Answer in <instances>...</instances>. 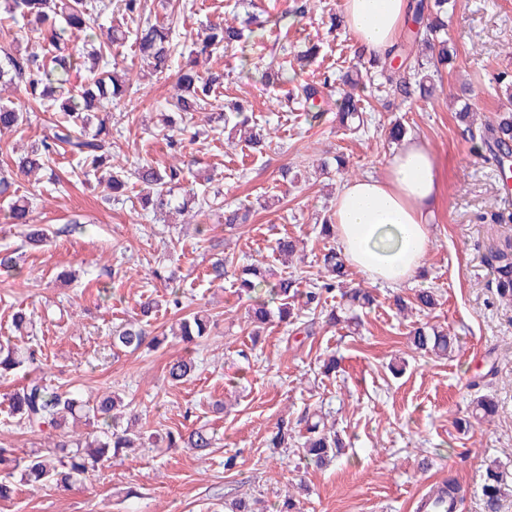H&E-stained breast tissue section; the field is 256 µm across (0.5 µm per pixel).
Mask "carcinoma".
Segmentation results:
<instances>
[{
	"label": "carcinoma",
	"instance_id": "cac0c4a2",
	"mask_svg": "<svg viewBox=\"0 0 512 512\" xmlns=\"http://www.w3.org/2000/svg\"><path fill=\"white\" fill-rule=\"evenodd\" d=\"M448 0H434L428 5L424 0H412L409 3L411 22L417 28L405 27L401 39L388 53L379 58L372 57V63L381 65L387 73L386 83L394 87V92L408 98L419 93L428 99L433 93V85L428 83L429 75L424 74L418 84L410 83L406 72V62L412 57L416 48H421L430 55V63L434 72L447 64L454 51L448 42L441 37L447 26ZM112 7L111 0H0V26H6V35H13L12 25L21 22L26 27L27 38H34L41 44L44 54H23L14 47L16 40L0 46V82L8 85L22 86L28 101L37 103L57 114L55 120L43 127L41 135L32 145L31 150L20 157L18 169L24 175L37 174L44 171L52 174L50 160L58 153V147L66 144L70 151L77 155L80 162L92 172L106 169V188L112 195L123 194L128 190L129 182L126 171H114L107 164L111 154L106 148V140L102 137L106 128L99 125L93 135L87 127L94 117V112L105 102L119 98L126 92L121 78L118 76L119 63L116 62L118 48L128 39H133L135 51L148 61L152 71L163 74L170 70L172 54L175 49L172 28L165 23H152L148 20L135 30H123L112 25L108 28L105 38L94 37L98 20ZM262 25L255 16H247L240 26L213 25L197 35L193 42V58L182 69L175 81L176 93L170 106L188 115L199 112L206 107L223 105L212 102V95L219 87L224 86V73L197 70L200 59L209 58L221 47H231L245 43L254 33V26ZM82 32L91 38L89 56L99 59L106 57L112 61V69L100 70L96 66L86 68L87 83L79 89L71 84L72 72L80 66L79 54L70 47L69 35ZM499 80L505 86L506 99L501 104L503 115L494 123L478 126L473 132L474 123L466 125L470 138H479L488 147H495L491 159L500 161L512 156V78L508 74L500 75ZM372 81V72L366 68L351 71L343 77V84L355 89L364 88ZM336 79L325 77L322 87L304 85L301 87V98L311 104L321 94V89L333 86ZM339 117L343 123L363 121L361 100L352 93L345 91L338 99ZM224 121V128L229 130L238 140L257 149L263 145L267 135L252 121L242 105L232 106V111L219 113ZM24 122L20 105L9 98H0V131L18 130ZM177 169L161 170L150 164L137 168L133 177L144 186L146 193L142 196L143 206H151L155 210H163L171 205L167 199L168 185L179 180ZM13 182L6 176L0 177V202L8 208V218L14 224L31 222L32 206L29 202L13 197ZM495 283L500 297L512 300V253L500 251L494 256ZM325 280L313 288L303 292L295 288V280L288 276H277L272 269L257 263L242 267L235 273V281L240 293L247 297L262 288L270 289L274 299L279 301L277 308L280 320L293 321L298 314L291 308V301L300 296L304 299V307L310 312L326 311L325 294L336 288V283L347 272L341 254L329 249L323 254ZM341 297L347 299L351 307H365L373 302L369 291L356 288L345 291ZM158 304L147 301L141 304V318L124 324L113 333L112 349L134 353L146 344V332L143 319L151 316ZM251 321L266 325L273 317L269 303L256 301L248 310ZM209 317L196 312L177 319V329L173 335L185 344L194 343L205 336L209 329ZM412 346L420 351L435 355H445L452 349L455 337L446 329L436 327H417L410 331ZM34 361V353H22L11 340L0 341V378L17 374L25 363ZM197 364L190 352L168 366V379L173 384H181L194 377ZM121 398L112 395L100 396L95 400L83 397L72 390H62L49 385L40 375H29L24 378L8 399L11 417L17 423L30 429H41L45 426L58 429L62 425L80 421L87 426L100 424V427L89 432L74 436L67 432L58 435L53 446L45 452L29 459L13 456L7 448H0V465L8 463L12 470L19 472L20 481L34 485L53 482L62 487H70L82 481L88 473L100 465L122 455L126 448H137L141 445L142 433L130 426L121 427L124 418L121 410ZM310 435L301 443L302 453L316 464L336 457L338 448L342 447L341 439L332 432L323 417L309 427ZM166 447L183 446L192 448L203 454L215 444L213 433L203 427L190 430L186 434L173 433L165 436ZM501 486L499 475L490 469L487 482L483 486L485 512H499Z\"/></svg>",
	"mask_w": 512,
	"mask_h": 512
}]
</instances>
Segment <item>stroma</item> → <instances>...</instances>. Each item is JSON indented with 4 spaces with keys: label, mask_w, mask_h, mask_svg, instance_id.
Segmentation results:
<instances>
[{
    "label": "stroma",
    "mask_w": 512,
    "mask_h": 512,
    "mask_svg": "<svg viewBox=\"0 0 512 512\" xmlns=\"http://www.w3.org/2000/svg\"><path fill=\"white\" fill-rule=\"evenodd\" d=\"M343 2L309 0L299 17L293 0H252L266 22L264 36L211 57V67L224 72L225 103L248 101L254 120L272 129L260 153L228 144L222 132L169 150L155 131L176 76L144 75L133 47L121 50L118 61L131 86L98 113L111 133L113 166L130 171L145 160L181 167L184 180L173 187V202L192 191L220 197L231 208L248 207L251 219L238 229H226L220 211L167 223L143 209L136 187L126 198H110L97 176L74 178L77 161L64 152L55 157L58 183L20 174L16 162L50 113L27 112L19 131L0 134V175L13 178L32 203L33 225L47 233L44 246L25 247L28 226L9 223L0 208V251L16 252L21 265L0 269V340L13 335L15 311H34L32 329L17 341L22 350L36 351L33 372L89 397L119 394L148 436L144 448L70 488L19 484L10 500L0 501V512H228V503L242 497L277 512L288 493L303 512H415L417 495L450 476L461 486L457 512H484L491 465L502 483L499 512H512V301L498 295L492 265L495 253L512 248V205L500 204L497 164L465 139L457 114L466 84L478 122L499 118L498 77L512 75V0H458L443 33L457 58L443 69L435 95L404 102L380 92L365 132L357 135L339 120L337 91H323L314 121L294 99L299 86L320 84L324 73L346 72L363 58L345 26L330 25L331 16H342ZM238 12L237 0H148L146 7L148 19L171 20L178 67L197 33ZM312 42L320 46L318 57L300 64L297 54ZM397 118L408 137L435 153L441 172L423 275L394 289L349 270L343 289L367 288L375 297L357 323L330 324L319 316L306 335L275 319L253 336L247 297L233 276L210 282L211 259L224 256L238 267L262 262L294 276L302 291L318 283L322 255L337 244L320 235L319 224L342 184L384 173L397 149L387 128ZM338 158L345 162L339 170L333 167ZM323 162L331 164L330 174H319ZM199 224L208 225L207 235L196 233ZM283 237L304 247L285 266L274 251ZM163 266L174 271V282L154 277ZM175 286L184 311L205 310L215 321L194 348L195 377L177 385L167 378L169 362L185 348L169 335L177 319L169 304ZM426 288L437 295L434 309L398 312L395 297L410 302ZM149 300L160 304L148 330L161 345L113 353V331L136 319ZM425 324L457 336L448 357L411 346L410 331ZM331 359L336 369L329 372L324 365ZM21 381L18 375L0 379V447L22 457L45 450L50 439L7 414L8 397ZM484 394L496 401V414L459 430L457 420L468 418ZM217 401L223 413L214 412ZM314 413L327 416L344 442L322 467L297 451L305 419ZM284 419L293 428L291 444L270 447ZM199 426L216 434L204 456L153 440ZM230 456L235 465L228 469Z\"/></svg>",
    "instance_id": "1"
}]
</instances>
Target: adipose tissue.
Wrapping results in <instances>:
<instances>
[{
    "label": "adipose tissue",
    "instance_id": "adipose-tissue-1",
    "mask_svg": "<svg viewBox=\"0 0 512 512\" xmlns=\"http://www.w3.org/2000/svg\"><path fill=\"white\" fill-rule=\"evenodd\" d=\"M408 6L409 0H344L347 29L367 53L385 55ZM438 195L435 156L404 140L383 177L350 180L336 194L331 221L345 262L375 283H412L432 245Z\"/></svg>",
    "mask_w": 512,
    "mask_h": 512
}]
</instances>
